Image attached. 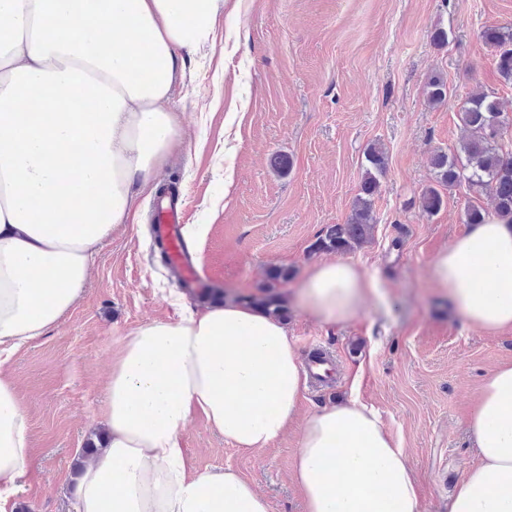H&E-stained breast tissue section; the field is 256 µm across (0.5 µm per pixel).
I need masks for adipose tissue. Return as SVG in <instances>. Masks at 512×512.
Wrapping results in <instances>:
<instances>
[{"instance_id": "1", "label": "adipose tissue", "mask_w": 512, "mask_h": 512, "mask_svg": "<svg viewBox=\"0 0 512 512\" xmlns=\"http://www.w3.org/2000/svg\"><path fill=\"white\" fill-rule=\"evenodd\" d=\"M223 12L224 0H0V354L56 324L100 244L135 223V190L178 135V71ZM88 98L94 111H79ZM433 276L469 324L512 327V224L472 225L436 256ZM376 290L338 259L307 271L298 302L346 323ZM304 387L287 328L259 305L138 327L112 363L106 444L77 480L79 512H271L233 470L189 475L180 433L198 412L234 446L267 447ZM469 431L478 461L448 512H512V363L483 381ZM30 452L15 384L0 375V512H14ZM293 476L307 512H420L406 454L354 401L306 420Z\"/></svg>"}]
</instances>
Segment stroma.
I'll return each mask as SVG.
<instances>
[{
  "label": "stroma",
  "instance_id": "35a3bbf8",
  "mask_svg": "<svg viewBox=\"0 0 512 512\" xmlns=\"http://www.w3.org/2000/svg\"><path fill=\"white\" fill-rule=\"evenodd\" d=\"M494 27H512V0H225L214 45L187 62L175 104L180 147L138 193L137 223L101 244L70 310L0 365L16 382L31 434L18 512H74L81 450L105 429V382L120 338L203 307L154 247L151 202L164 183L185 197L188 223L203 228L187 246L208 287L242 304L275 288L300 363L319 349L341 362L333 386L307 387L269 447L236 448L193 413L180 436L189 473L232 468L271 512H305L292 478L303 425L352 398L377 410L400 443L421 512H448L449 493L478 460L472 405L484 378L512 362V328L468 324L432 278L435 257L468 229V190L447 193L432 215L419 197L435 182L433 152L454 153L463 136L459 96L484 90L512 100L482 37ZM439 29L446 44L433 40ZM437 74L455 95L433 106L426 84ZM373 145L388 157L375 228L345 258L381 293L351 321L327 325L292 294L328 258L311 245L327 225L349 220ZM274 268L289 272L275 286Z\"/></svg>",
  "mask_w": 512,
  "mask_h": 512
}]
</instances>
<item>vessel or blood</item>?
<instances>
[{"label": "vessel or blood", "mask_w": 512, "mask_h": 512, "mask_svg": "<svg viewBox=\"0 0 512 512\" xmlns=\"http://www.w3.org/2000/svg\"><path fill=\"white\" fill-rule=\"evenodd\" d=\"M184 222L185 208L179 200L164 195L157 197L153 217L154 238L161 243L166 262L177 272L180 284L195 290L204 287L205 280L184 242ZM307 369L312 383L319 386L332 384L336 378V362L325 353L309 359Z\"/></svg>", "instance_id": "1"}]
</instances>
